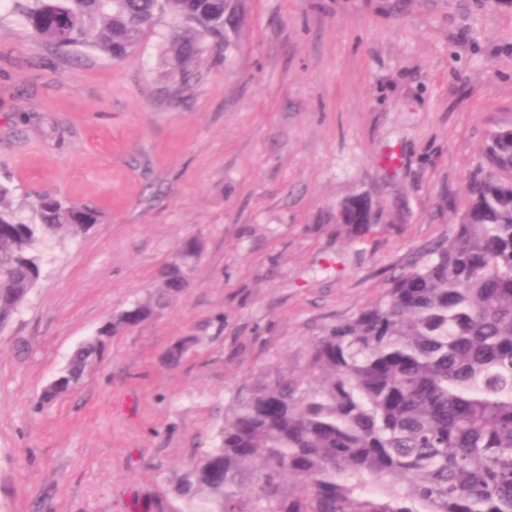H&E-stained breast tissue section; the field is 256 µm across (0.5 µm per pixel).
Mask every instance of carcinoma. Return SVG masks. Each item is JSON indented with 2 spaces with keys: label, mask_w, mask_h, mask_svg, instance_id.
Instances as JSON below:
<instances>
[{
  "label": "carcinoma",
  "mask_w": 512,
  "mask_h": 512,
  "mask_svg": "<svg viewBox=\"0 0 512 512\" xmlns=\"http://www.w3.org/2000/svg\"><path fill=\"white\" fill-rule=\"evenodd\" d=\"M30 33L61 51L125 57L165 13L172 74L207 45L230 46L245 0H14ZM454 233L393 277L355 318L313 343L300 376H267L237 401L217 444L196 457L165 512H512V127L491 131ZM0 183V330L40 280L50 241L99 221L51 194L16 215ZM341 208L355 233L377 221L360 196ZM184 242L147 300L105 323L113 336L153 316L186 287ZM98 339L74 353L77 387Z\"/></svg>",
  "instance_id": "cac0c4a2"
}]
</instances>
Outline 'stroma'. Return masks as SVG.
I'll use <instances>...</instances> for the list:
<instances>
[{
    "instance_id": "35a3bbf8",
    "label": "stroma",
    "mask_w": 512,
    "mask_h": 512,
    "mask_svg": "<svg viewBox=\"0 0 512 512\" xmlns=\"http://www.w3.org/2000/svg\"><path fill=\"white\" fill-rule=\"evenodd\" d=\"M174 23L116 61L58 52L0 9V180L14 202L101 215L52 241L0 331V512L165 499L238 395L301 374L328 328L453 232L487 133L512 126V0H247L233 46L181 86ZM356 195L380 216L361 234L336 220ZM190 239L184 292L40 404ZM97 343L98 338L89 339L77 349L64 370L61 372L65 373L64 375H69L70 384L61 385L59 387H55L54 385L46 387L42 396L43 401H50L77 387L83 378L86 369L92 363V354L96 349Z\"/></svg>"
}]
</instances>
